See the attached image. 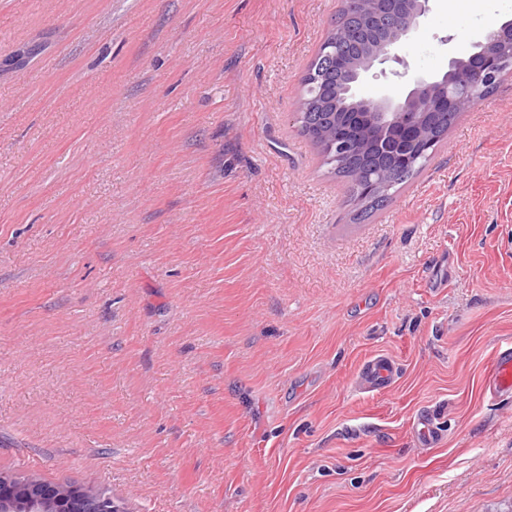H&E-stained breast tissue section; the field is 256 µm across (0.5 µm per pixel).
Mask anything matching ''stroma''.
I'll return each mask as SVG.
<instances>
[{
	"label": "stroma",
	"mask_w": 512,
	"mask_h": 512,
	"mask_svg": "<svg viewBox=\"0 0 512 512\" xmlns=\"http://www.w3.org/2000/svg\"><path fill=\"white\" fill-rule=\"evenodd\" d=\"M341 4L0 0V475L127 512L512 506V397L483 387L512 74L355 219L293 118ZM509 19L433 0L398 53L439 76ZM377 356L393 389L355 384Z\"/></svg>",
	"instance_id": "obj_1"
}]
</instances>
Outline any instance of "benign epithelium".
<instances>
[{
    "mask_svg": "<svg viewBox=\"0 0 512 512\" xmlns=\"http://www.w3.org/2000/svg\"><path fill=\"white\" fill-rule=\"evenodd\" d=\"M358 6L363 26L377 33L360 41L350 30H335L321 45L336 60V75L349 76L342 92L352 100L347 110L349 123L336 127V138L328 152L348 164L359 152V141L374 140L386 132L398 131L402 151L396 164L406 165L426 156L431 146V117L465 112L485 99L501 77L512 72V20L487 32L472 44L465 58L451 57L448 72L441 79L410 75L406 59L396 47L419 33L422 19L429 12L430 0H350ZM380 74L409 81L411 89L404 103L386 91L376 97L361 93L366 75L376 66ZM393 174L377 172L355 183L364 195L390 188ZM94 494L74 487L50 488L40 481H17L0 475V512H83L81 505Z\"/></svg>",
    "mask_w": 512,
    "mask_h": 512,
    "instance_id": "1",
    "label": "benign epithelium"
}]
</instances>
